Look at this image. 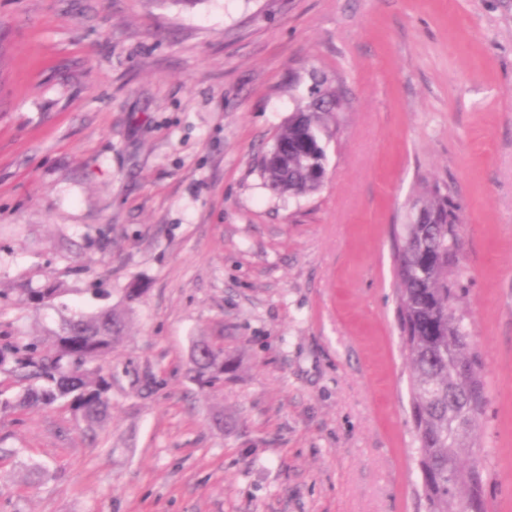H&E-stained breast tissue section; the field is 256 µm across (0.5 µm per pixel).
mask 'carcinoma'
I'll list each match as a JSON object with an SVG mask.
<instances>
[{
    "label": "carcinoma",
    "mask_w": 512,
    "mask_h": 512,
    "mask_svg": "<svg viewBox=\"0 0 512 512\" xmlns=\"http://www.w3.org/2000/svg\"><path fill=\"white\" fill-rule=\"evenodd\" d=\"M341 104L339 94L310 97L294 112L263 153L260 165L265 187L275 196L301 197L320 189L312 168L326 166L327 119ZM427 223L412 220L393 230L397 321L408 356L411 421L419 470V496L425 512H467V496L479 495L486 512L488 470L480 455L465 468L459 464L466 447L479 448L480 422L486 407L483 362L462 337L470 335L456 303L464 265L448 268V251L463 234L461 205L445 187L435 184L416 199ZM56 288L32 291L27 302L40 306L52 301ZM145 289H125L123 308L110 307L64 320L51 344L0 347V368L12 371L24 384L14 403L0 400V410L13 404L46 407L62 401L94 432L109 421L112 373L105 364L124 336L127 314ZM190 357L189 378L202 388L224 382L235 370L224 348L209 350L201 339Z\"/></svg>",
    "instance_id": "carcinoma-1"
}]
</instances>
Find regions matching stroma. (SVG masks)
<instances>
[{
    "label": "stroma",
    "instance_id": "stroma-1",
    "mask_svg": "<svg viewBox=\"0 0 512 512\" xmlns=\"http://www.w3.org/2000/svg\"><path fill=\"white\" fill-rule=\"evenodd\" d=\"M313 87L343 99L325 182L271 196L260 157ZM435 182L512 512V0H0V346L146 290L107 427L0 411V512H424L391 227ZM199 336L236 358L213 389Z\"/></svg>",
    "mask_w": 512,
    "mask_h": 512
}]
</instances>
